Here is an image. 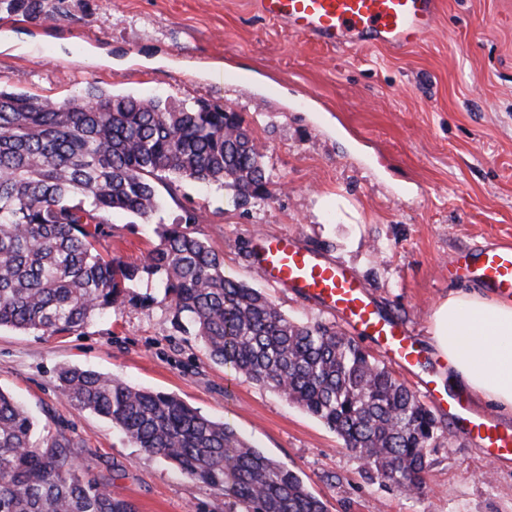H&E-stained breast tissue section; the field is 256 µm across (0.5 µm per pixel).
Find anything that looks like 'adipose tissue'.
<instances>
[{
    "mask_svg": "<svg viewBox=\"0 0 512 512\" xmlns=\"http://www.w3.org/2000/svg\"><path fill=\"white\" fill-rule=\"evenodd\" d=\"M432 344L454 388L512 412V303L479 292L449 294L434 313Z\"/></svg>",
    "mask_w": 512,
    "mask_h": 512,
    "instance_id": "obj_1",
    "label": "adipose tissue"
}]
</instances>
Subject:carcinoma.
<instances>
[{"label": "carcinoma", "instance_id": "cac0c4a2", "mask_svg": "<svg viewBox=\"0 0 512 512\" xmlns=\"http://www.w3.org/2000/svg\"><path fill=\"white\" fill-rule=\"evenodd\" d=\"M2 9L31 15L43 5L0 0ZM167 177L229 184L245 204L268 194L262 155L235 112L94 85L61 101L0 89V329L70 335L154 279L163 295L150 300L168 304L213 362L322 421L365 461L367 479L420 494L440 421L353 338L333 324L293 321L260 290L225 276L223 258L188 230L191 214L163 230L142 262L112 255L104 232L112 213L148 219L158 207L155 181ZM57 382L76 410L227 489L239 512H326L295 472L175 395L75 366L60 368ZM0 512L135 508L1 389Z\"/></svg>", "mask_w": 512, "mask_h": 512}]
</instances>
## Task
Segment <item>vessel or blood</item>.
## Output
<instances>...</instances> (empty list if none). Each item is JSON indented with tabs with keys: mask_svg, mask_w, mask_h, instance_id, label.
<instances>
[{
	"mask_svg": "<svg viewBox=\"0 0 512 512\" xmlns=\"http://www.w3.org/2000/svg\"><path fill=\"white\" fill-rule=\"evenodd\" d=\"M253 4L292 33L348 50L417 45L433 32L440 8V0H253ZM252 243L256 267L267 282L292 289L333 315L350 335L373 342L390 363L415 374L428 405L436 411L447 409L453 432L479 444L487 458L512 457V429L475 412L468 396L441 385L413 327L383 312L351 269L285 235H257ZM458 273L512 300V247L470 248Z\"/></svg>",
	"mask_w": 512,
	"mask_h": 512,
	"instance_id": "obj_1",
	"label": "vessel or blood"
}]
</instances>
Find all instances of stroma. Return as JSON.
Returning <instances> with one entry per match:
<instances>
[{"label":"stroma","instance_id":"35a3bbf8","mask_svg":"<svg viewBox=\"0 0 512 512\" xmlns=\"http://www.w3.org/2000/svg\"><path fill=\"white\" fill-rule=\"evenodd\" d=\"M56 21L0 12V87L61 100L93 84L113 95L237 112L263 154L268 193L238 205L233 187L160 182L149 221L112 216L113 254L142 260L185 212L224 273L288 317L331 315L270 287L253 234H287L353 268L376 302L431 343L433 313L460 282L465 246L512 244V0H441L435 30L398 52L309 42L251 0H43ZM68 336L0 330V388L64 437L136 512H229L222 491L147 456L112 423L56 388L62 366L176 395L293 470L327 512H512V461L441 432L426 488L409 497L368 480L333 430L276 392L211 362L156 293Z\"/></svg>","mask_w":512,"mask_h":512}]
</instances>
